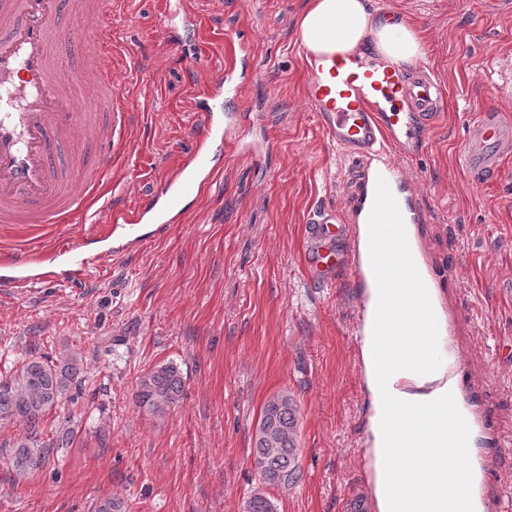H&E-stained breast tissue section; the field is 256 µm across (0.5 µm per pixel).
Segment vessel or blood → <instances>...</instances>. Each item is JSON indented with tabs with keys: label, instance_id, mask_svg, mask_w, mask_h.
<instances>
[{
	"label": "vessel or blood",
	"instance_id": "obj_1",
	"mask_svg": "<svg viewBox=\"0 0 512 512\" xmlns=\"http://www.w3.org/2000/svg\"><path fill=\"white\" fill-rule=\"evenodd\" d=\"M112 5L113 0H97L95 26L77 35L60 27L59 0H0V226L42 228L68 223L78 213L88 219L98 203L115 224H168L205 175L208 158L198 149L135 209H117L101 198V177L124 143L131 117L127 99L113 92L117 80L111 65L102 61L112 51ZM63 41L87 44L100 59L92 111H74L85 87L70 82L58 66L57 46ZM307 69L306 100L319 128L338 153L364 170L348 213L313 215L308 261L357 288L377 289L381 305L373 313L375 323L399 334L418 332L416 356L392 365L388 374L403 384L411 376L444 373L448 391L431 405L428 445L469 461L466 471L448 473L449 483L462 481L470 488L466 498L449 497L448 512H479L486 463L475 456L473 437L481 420L459 395L461 365L451 341L455 319L432 305L434 279L420 232L424 199L411 170L444 109L441 81L424 64L400 69L356 52L310 57ZM77 138L97 148L89 177L79 184L57 161L58 150ZM510 159L512 119L497 109L482 110L467 127L460 166L480 180L505 174ZM88 267L82 239L69 237L49 256L32 248L24 257L1 259L0 286L72 283ZM383 423L386 447H398L405 431L401 415L385 410ZM406 465L424 486L413 510L429 512L438 486L425 463L410 459Z\"/></svg>",
	"mask_w": 512,
	"mask_h": 512
}]
</instances>
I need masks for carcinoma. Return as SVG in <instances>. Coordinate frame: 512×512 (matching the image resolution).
<instances>
[{"label":"carcinoma","mask_w":512,"mask_h":512,"mask_svg":"<svg viewBox=\"0 0 512 512\" xmlns=\"http://www.w3.org/2000/svg\"><path fill=\"white\" fill-rule=\"evenodd\" d=\"M81 359L69 354L59 359L30 355L0 371V421H19L26 435L14 444L11 466L16 478L26 479L46 461L65 448L82 444L78 432L56 429L43 438L46 417L70 393L81 373ZM183 380L172 364L156 367L142 376L134 391L135 404L154 417H162L182 396ZM298 407L293 395L282 391L268 400L253 436L254 466L262 484L288 489L302 480L297 462ZM94 512H127L120 498L102 497ZM242 512H276L273 501L256 491L242 506Z\"/></svg>","instance_id":"cac0c4a2"}]
</instances>
